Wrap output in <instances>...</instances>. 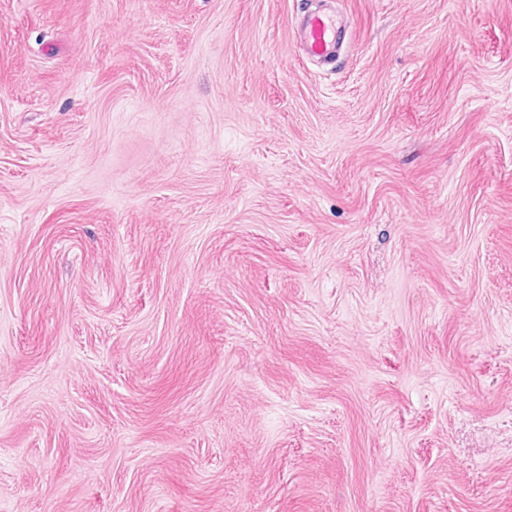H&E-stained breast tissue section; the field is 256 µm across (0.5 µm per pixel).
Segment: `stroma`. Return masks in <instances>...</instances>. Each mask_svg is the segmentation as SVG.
Wrapping results in <instances>:
<instances>
[{
  "instance_id": "35a3bbf8",
  "label": "stroma",
  "mask_w": 512,
  "mask_h": 512,
  "mask_svg": "<svg viewBox=\"0 0 512 512\" xmlns=\"http://www.w3.org/2000/svg\"><path fill=\"white\" fill-rule=\"evenodd\" d=\"M0 0V512H512V0ZM342 32L341 19L328 8L308 13L301 27L302 43L306 54L325 60L332 56Z\"/></svg>"
}]
</instances>
